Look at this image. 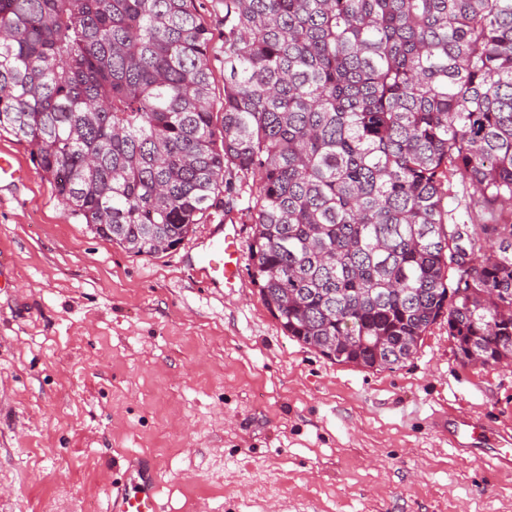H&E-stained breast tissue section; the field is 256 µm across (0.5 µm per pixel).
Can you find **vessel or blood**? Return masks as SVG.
Masks as SVG:
<instances>
[{"label":"vessel or blood","mask_w":512,"mask_h":512,"mask_svg":"<svg viewBox=\"0 0 512 512\" xmlns=\"http://www.w3.org/2000/svg\"><path fill=\"white\" fill-rule=\"evenodd\" d=\"M27 177V172L15 164L10 154L0 153V184L13 185ZM238 241V225L228 224L222 236L211 242L200 268L209 285L234 287L240 277ZM448 437L451 445L460 449L463 460H483L497 470L512 468V434L504 429L477 425L466 412L452 409L448 412ZM138 475L136 488L124 484L113 486L109 512H162L152 471L142 468Z\"/></svg>","instance_id":"b4317fda"}]
</instances>
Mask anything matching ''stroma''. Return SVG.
Instances as JSON below:
<instances>
[{
	"mask_svg": "<svg viewBox=\"0 0 512 512\" xmlns=\"http://www.w3.org/2000/svg\"><path fill=\"white\" fill-rule=\"evenodd\" d=\"M224 96V0H199ZM29 177L0 187V512H106L126 458L155 463L163 512H512V474L460 461L445 416L512 432V365L465 361L446 320L394 370L337 364L284 334L251 278L197 268L219 224L252 233L234 181L173 251L92 234Z\"/></svg>",
	"mask_w": 512,
	"mask_h": 512,
	"instance_id": "35a3bbf8",
	"label": "stroma"
}]
</instances>
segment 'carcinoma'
Listing matches in <instances>:
<instances>
[{"label": "carcinoma", "mask_w": 512, "mask_h": 512, "mask_svg": "<svg viewBox=\"0 0 512 512\" xmlns=\"http://www.w3.org/2000/svg\"><path fill=\"white\" fill-rule=\"evenodd\" d=\"M196 2L0 0V130L136 256L259 172L251 278L331 361L399 368L446 318L512 362V0H224L219 112Z\"/></svg>", "instance_id": "1"}]
</instances>
